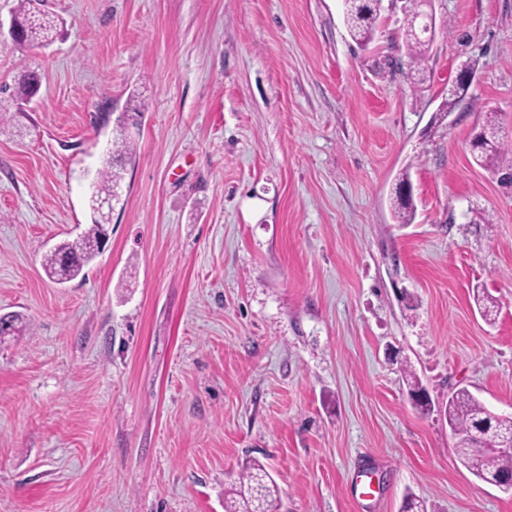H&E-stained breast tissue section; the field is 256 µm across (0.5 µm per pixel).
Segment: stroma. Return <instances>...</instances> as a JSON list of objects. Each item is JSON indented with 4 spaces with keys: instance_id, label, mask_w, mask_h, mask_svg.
<instances>
[{
    "instance_id": "35a3bbf8",
    "label": "stroma",
    "mask_w": 512,
    "mask_h": 512,
    "mask_svg": "<svg viewBox=\"0 0 512 512\" xmlns=\"http://www.w3.org/2000/svg\"><path fill=\"white\" fill-rule=\"evenodd\" d=\"M431 8L417 70L401 0L364 47L343 0H47L61 39H0V86L41 77L0 98V314L26 322L0 342V512H224L253 459L278 512H512L443 414L459 386L512 415V0ZM125 112L109 242L57 284ZM407 21L409 23H405L404 29L405 47L408 57L411 60V64L418 66L423 61H425L430 41L426 40L425 37L419 34L418 30H416L413 25L412 19ZM475 63L471 60L466 61L463 66L459 78L454 80V84L448 89V98L445 97L441 103L439 112H453L462 102L468 98L470 85L463 78L465 72H474ZM483 120L481 137L474 147V151L477 152V155H474V159L480 164L491 160L503 146V142L498 137L495 118L491 114L486 113ZM408 186L407 175L398 181L395 187L397 205L395 206V218L398 224H410L413 222L415 210L412 203V196L405 195L404 189Z\"/></svg>"
}]
</instances>
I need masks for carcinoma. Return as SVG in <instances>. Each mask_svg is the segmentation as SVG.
I'll list each match as a JSON object with an SVG mask.
<instances>
[{
    "instance_id": "carcinoma-1",
    "label": "carcinoma",
    "mask_w": 512,
    "mask_h": 512,
    "mask_svg": "<svg viewBox=\"0 0 512 512\" xmlns=\"http://www.w3.org/2000/svg\"><path fill=\"white\" fill-rule=\"evenodd\" d=\"M41 0H17L12 10V19L17 29L15 43L21 46H44L52 43L61 33L60 21L49 12L39 8ZM346 22L352 36L366 45L372 40L381 9L376 0H344ZM405 47L411 64L425 61L430 41L418 34L413 23L405 24ZM40 81L35 71H26L18 78V89L26 95L35 94ZM470 85L460 77L448 89V98L441 103L439 111L452 112L468 98ZM495 118L484 116L479 141L475 143L476 162L482 164L492 159L502 148ZM122 168H112V156L104 159L95 180L90 186L91 224L77 239L64 241L50 250L43 260L46 275L60 283L76 279L84 267L91 262L98 250L103 233L104 219L99 210L100 202L106 198L117 199ZM408 177L401 178L395 187L397 205L395 218L399 224L413 222L415 210L412 196L404 194ZM473 299L480 315L486 321L494 320V305L482 288L474 289ZM445 418L456 442L455 450L460 462L479 479L496 475H512V456L492 451L476 452L473 449V428L483 419L491 417L490 409L467 388L455 390L448 398L444 409ZM278 489L267 469L262 464H251L239 481V486L224 497V512H276Z\"/></svg>"
}]
</instances>
